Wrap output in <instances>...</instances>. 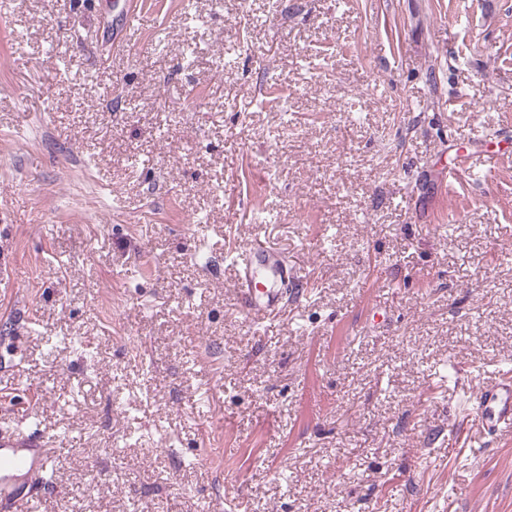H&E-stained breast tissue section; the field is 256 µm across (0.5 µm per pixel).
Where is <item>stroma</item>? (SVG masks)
Here are the masks:
<instances>
[{"mask_svg": "<svg viewBox=\"0 0 512 512\" xmlns=\"http://www.w3.org/2000/svg\"><path fill=\"white\" fill-rule=\"evenodd\" d=\"M119 2L0 9L33 512H512V432L473 413L512 371V0H143L116 49ZM253 239L298 273L259 325Z\"/></svg>", "mask_w": 512, "mask_h": 512, "instance_id": "stroma-1", "label": "stroma"}]
</instances>
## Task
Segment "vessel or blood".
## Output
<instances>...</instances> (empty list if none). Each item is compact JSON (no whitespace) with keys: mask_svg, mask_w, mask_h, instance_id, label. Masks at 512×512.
Here are the masks:
<instances>
[{"mask_svg":"<svg viewBox=\"0 0 512 512\" xmlns=\"http://www.w3.org/2000/svg\"><path fill=\"white\" fill-rule=\"evenodd\" d=\"M139 0H123L117 27L131 31L143 23ZM235 281L240 287L241 304L250 321L276 311L283 289L294 276L285 257L260 240L242 247L234 259ZM475 415L490 429L512 430V383L480 385L473 407ZM51 450L39 435L0 434V512H29L31 499L19 490L20 483L45 484Z\"/></svg>","mask_w":512,"mask_h":512,"instance_id":"1","label":"vessel or blood"}]
</instances>
